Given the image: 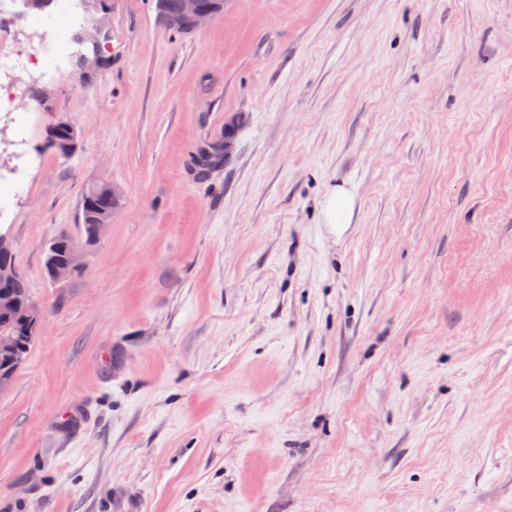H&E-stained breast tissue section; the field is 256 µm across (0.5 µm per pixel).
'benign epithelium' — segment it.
I'll use <instances>...</instances> for the list:
<instances>
[{
    "instance_id": "benign-epithelium-1",
    "label": "benign epithelium",
    "mask_w": 512,
    "mask_h": 512,
    "mask_svg": "<svg viewBox=\"0 0 512 512\" xmlns=\"http://www.w3.org/2000/svg\"><path fill=\"white\" fill-rule=\"evenodd\" d=\"M85 7L89 17L85 25L72 36V42L78 46L72 73L82 88L91 83L92 76L97 74L103 64L100 50L108 39L106 19L111 12V7L104 0H85ZM217 14L219 9L210 0H179L177 12L164 17V21L173 28L187 25L195 30ZM77 138L75 128L64 120L45 130L46 142L64 155L75 149ZM92 194L109 201L114 207L120 201L118 187L110 183L94 186ZM111 220L110 210L100 211L92 217L86 244L97 242ZM85 266V253L79 243H73L61 255L56 243L50 242L46 250L45 271L51 281H63ZM20 280L21 275L15 264L0 265V392L10 387L25 359L27 345L24 344V337L14 333V324L21 309L25 307L33 313L34 318L30 322L34 333L40 332L43 323L39 309L25 296L23 290L14 287Z\"/></svg>"
}]
</instances>
